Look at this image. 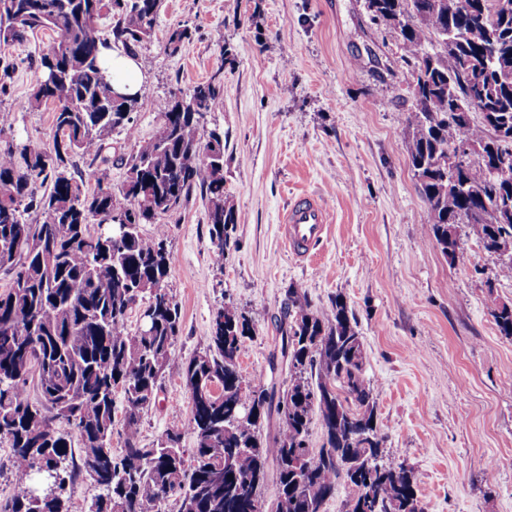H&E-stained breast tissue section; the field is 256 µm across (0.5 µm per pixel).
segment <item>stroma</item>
Instances as JSON below:
<instances>
[{
  "label": "stroma",
  "instance_id": "1",
  "mask_svg": "<svg viewBox=\"0 0 512 512\" xmlns=\"http://www.w3.org/2000/svg\"><path fill=\"white\" fill-rule=\"evenodd\" d=\"M192 30L178 53L169 32ZM42 30L6 54L14 69L0 92V140L53 138L54 103L28 106ZM134 54L146 70L135 130L150 139L173 93L221 78L205 129L224 134V196L235 211L233 246L213 260L201 191L143 233L171 256L167 286L180 311L172 349L182 364L207 347L213 312L232 300L254 331L238 365L251 385L285 389L271 366L276 319L288 287L313 307L343 295L361 333L385 455L410 468L426 512H512V338L492 317L512 300V278L476 237L453 265L426 231L429 209L406 147L414 64L398 30L372 23L365 0H161L150 38ZM325 200L333 224L305 262L280 238L297 197ZM189 390L168 374L141 417L142 444L187 430Z\"/></svg>",
  "mask_w": 512,
  "mask_h": 512
}]
</instances>
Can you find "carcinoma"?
I'll list each match as a JSON object with an SVG mask.
<instances>
[{"label":"carcinoma","instance_id":"carcinoma-1","mask_svg":"<svg viewBox=\"0 0 512 512\" xmlns=\"http://www.w3.org/2000/svg\"><path fill=\"white\" fill-rule=\"evenodd\" d=\"M160 0H0V38L16 43L28 32L56 34L40 57L43 70L64 74L42 81L29 95L36 110L55 104L63 147L6 143L0 147V270L11 278L0 295V440L12 448L10 472L22 493L0 512H68L64 493L75 472L100 490L92 512H154L174 496L179 512H252L275 470V512H324L343 481L352 493L346 512H417L414 473L384 459L373 388L364 375L365 351L348 305L336 295L314 308L307 293L287 289L277 319L288 388L262 386L245 400L238 368L253 322L228 302L212 314L205 353L176 369L191 392L188 430L191 461L181 433L141 444L140 421L170 370L179 308L166 282L171 259L162 242L144 236L143 224L175 210L193 188L209 200L207 219L214 262L233 244V208L224 202V140H202L204 115L220 93L217 78L195 85L180 107L170 97L156 134L126 159L125 179L112 186L110 169L98 170L88 192L67 169L75 155L102 156L117 128L135 135L132 114L143 98H112L100 49L127 51L151 35ZM377 25L399 27L400 49L414 60L413 108L407 112V149L430 211L427 231L452 264L466 251L457 231L468 227L489 253L497 238L512 236V217L488 218L487 206L512 211V180H480L475 168L448 166V150L482 148L487 168L512 170V0H366ZM112 14L107 32L98 19ZM465 47L455 52L448 33ZM192 32L180 26L167 46L180 50ZM438 49L426 50L429 40ZM482 122L476 124L471 114ZM52 188L37 196L38 182ZM39 214L30 224L29 211ZM148 299L144 330L130 334L129 314ZM499 332L512 338V308L493 311ZM36 382V398L26 394ZM127 400L125 444L112 452L114 393ZM286 411L278 433L262 441L263 419ZM324 442L308 446L313 416ZM75 431L79 461L68 452Z\"/></svg>","mask_w":512,"mask_h":512}]
</instances>
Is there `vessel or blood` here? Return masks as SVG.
I'll use <instances>...</instances> for the list:
<instances>
[{
	"label": "vessel or blood",
	"mask_w": 512,
	"mask_h": 512,
	"mask_svg": "<svg viewBox=\"0 0 512 512\" xmlns=\"http://www.w3.org/2000/svg\"><path fill=\"white\" fill-rule=\"evenodd\" d=\"M331 214L325 202L306 196L295 200L284 212L281 233L287 251L294 259L310 256L327 237Z\"/></svg>",
	"instance_id": "b4317fda"
}]
</instances>
